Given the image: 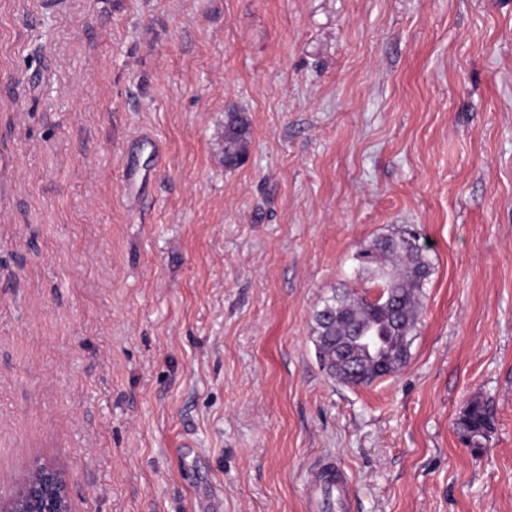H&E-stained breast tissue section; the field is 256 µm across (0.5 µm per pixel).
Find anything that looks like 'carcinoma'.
Segmentation results:
<instances>
[{"label":"carcinoma","instance_id":"cac0c4a2","mask_svg":"<svg viewBox=\"0 0 512 512\" xmlns=\"http://www.w3.org/2000/svg\"><path fill=\"white\" fill-rule=\"evenodd\" d=\"M251 138L246 113L224 115V167L234 169L248 154ZM362 270L383 289L386 301L373 304L367 297L345 289H336L324 300L313 317L312 335L315 350L331 362L336 348L347 343L360 355L358 370L331 374L351 386L369 385L376 370H399L409 355L411 335L420 315V293L431 270L418 238L409 233H393L376 239L358 255ZM461 440L470 448H485L494 430L489 405L471 401L457 421Z\"/></svg>","mask_w":512,"mask_h":512}]
</instances>
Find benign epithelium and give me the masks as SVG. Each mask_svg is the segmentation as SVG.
I'll return each mask as SVG.
<instances>
[{"label":"benign epithelium","instance_id":"1","mask_svg":"<svg viewBox=\"0 0 512 512\" xmlns=\"http://www.w3.org/2000/svg\"><path fill=\"white\" fill-rule=\"evenodd\" d=\"M27 470L17 489L0 498V512H71L68 477L56 464L35 458Z\"/></svg>","mask_w":512,"mask_h":512}]
</instances>
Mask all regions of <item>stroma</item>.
<instances>
[{
	"instance_id": "stroma-1",
	"label": "stroma",
	"mask_w": 512,
	"mask_h": 512,
	"mask_svg": "<svg viewBox=\"0 0 512 512\" xmlns=\"http://www.w3.org/2000/svg\"><path fill=\"white\" fill-rule=\"evenodd\" d=\"M402 229L407 363L341 384L313 313ZM35 456L73 512H335L328 458L352 512H512V0H0V495ZM251 138L250 122L245 112H225L224 115V167L234 169L248 154ZM457 430L469 448H486L494 430V417L489 405L478 399L472 400L460 415ZM318 480L327 485L331 494L336 489L343 508L350 507L349 479L343 468L331 462L325 463L319 470Z\"/></svg>"
}]
</instances>
